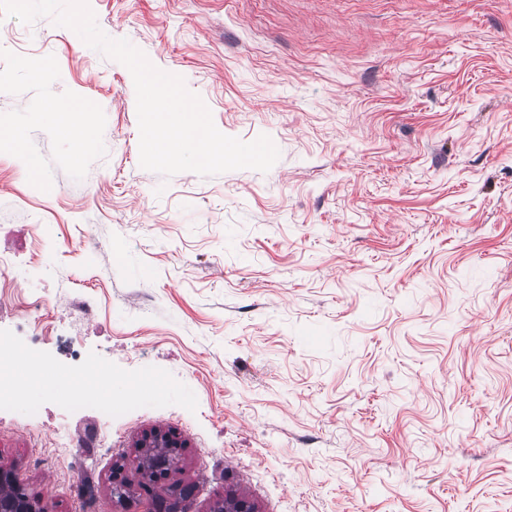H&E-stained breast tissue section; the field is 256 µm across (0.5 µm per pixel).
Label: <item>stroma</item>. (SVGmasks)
<instances>
[{
    "label": "stroma",
    "mask_w": 512,
    "mask_h": 512,
    "mask_svg": "<svg viewBox=\"0 0 512 512\" xmlns=\"http://www.w3.org/2000/svg\"><path fill=\"white\" fill-rule=\"evenodd\" d=\"M183 77L265 173L139 164L132 75L43 17L0 16V275L46 308L22 370L97 361L110 417L33 388L0 467L39 512H147L138 439L183 442L191 512H512V0H89ZM88 97L61 135L53 105ZM56 227L46 245L38 227ZM52 268L54 279L42 272ZM91 299L92 319L78 303ZM96 433L98 447L80 442ZM139 496L112 495V470Z\"/></svg>",
    "instance_id": "obj_1"
}]
</instances>
